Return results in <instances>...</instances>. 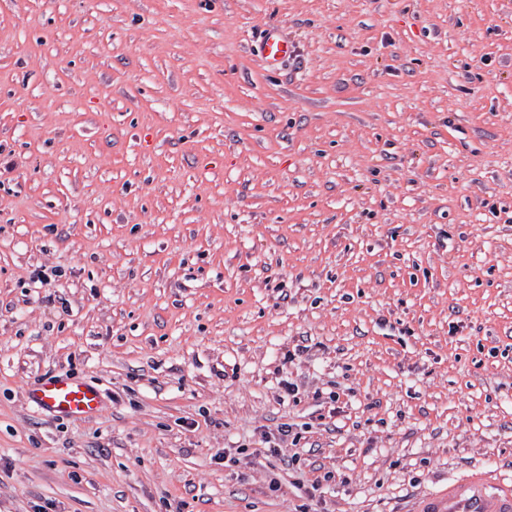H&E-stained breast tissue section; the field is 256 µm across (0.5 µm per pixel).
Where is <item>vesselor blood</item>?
Masks as SVG:
<instances>
[{"label":"vessel or blood","instance_id":"b4317fda","mask_svg":"<svg viewBox=\"0 0 512 512\" xmlns=\"http://www.w3.org/2000/svg\"><path fill=\"white\" fill-rule=\"evenodd\" d=\"M258 54L265 67L275 70L291 57L292 45L281 29L271 28L262 36ZM32 399L40 409L65 419H87L101 407L96 386L68 377L46 380ZM416 512H512V480L491 467L479 468L424 499Z\"/></svg>","mask_w":512,"mask_h":512}]
</instances>
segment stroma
I'll list each match as a JSON object with an SVG mask.
<instances>
[{
    "mask_svg": "<svg viewBox=\"0 0 512 512\" xmlns=\"http://www.w3.org/2000/svg\"><path fill=\"white\" fill-rule=\"evenodd\" d=\"M489 465L512 0H0V512H413ZM258 54L265 67L277 70L292 56V45L281 29L270 28L261 38ZM40 408L65 419H87L101 407L99 389L72 378H52L41 384L32 396Z\"/></svg>",
    "mask_w": 512,
    "mask_h": 512,
    "instance_id": "stroma-1",
    "label": "stroma"
}]
</instances>
